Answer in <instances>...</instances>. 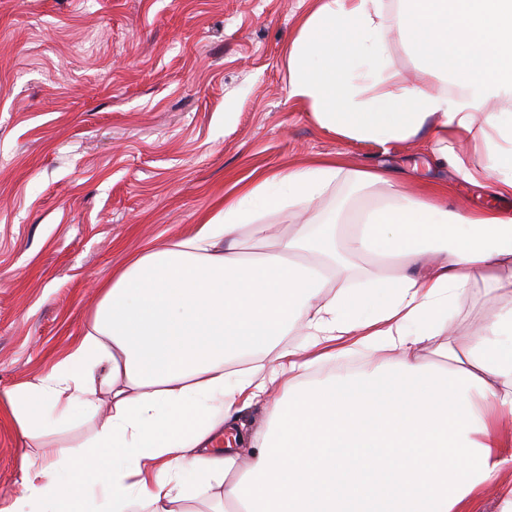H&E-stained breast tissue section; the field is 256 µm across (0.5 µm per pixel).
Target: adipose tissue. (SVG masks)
<instances>
[{
	"label": "adipose tissue",
	"mask_w": 512,
	"mask_h": 512,
	"mask_svg": "<svg viewBox=\"0 0 512 512\" xmlns=\"http://www.w3.org/2000/svg\"><path fill=\"white\" fill-rule=\"evenodd\" d=\"M393 30L426 79L384 75ZM287 67L290 97L322 129L384 149L425 139L462 180L512 200V0H315ZM342 180L384 192L318 211ZM272 214L286 233L272 235ZM361 256L364 280L335 287ZM479 284L486 310L456 335L447 312ZM291 334L304 343L281 345ZM358 347L395 357L305 379ZM265 393L248 462L209 453ZM1 399L28 441L74 408L96 423L79 452L26 468L8 512H465L512 472V212L452 209L333 158L265 173L133 257L73 353Z\"/></svg>",
	"instance_id": "ef3b65f1"
}]
</instances>
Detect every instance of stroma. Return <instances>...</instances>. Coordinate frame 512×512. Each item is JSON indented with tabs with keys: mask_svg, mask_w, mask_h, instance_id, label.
I'll return each mask as SVG.
<instances>
[{
	"mask_svg": "<svg viewBox=\"0 0 512 512\" xmlns=\"http://www.w3.org/2000/svg\"><path fill=\"white\" fill-rule=\"evenodd\" d=\"M313 0H0V394L49 375L100 285L150 243L192 233L233 184L331 157L449 205L493 203L422 139L389 150L321 129L288 96L287 49ZM266 397L211 448L251 454ZM72 422L27 448L0 420V512L28 460L73 451Z\"/></svg>",
	"mask_w": 512,
	"mask_h": 512,
	"instance_id": "stroma-1",
	"label": "stroma"
}]
</instances>
